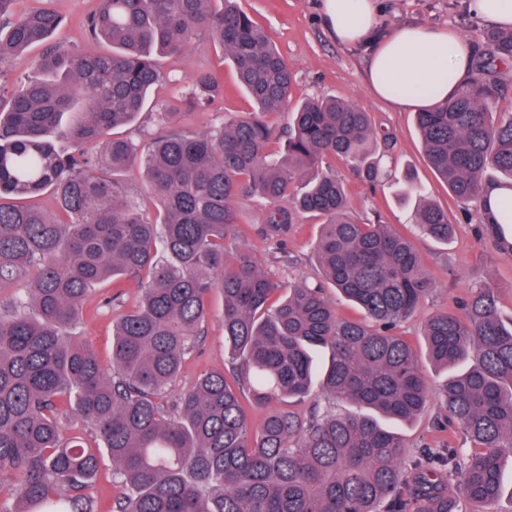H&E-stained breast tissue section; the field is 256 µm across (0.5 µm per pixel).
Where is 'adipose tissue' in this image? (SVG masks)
<instances>
[{"label": "adipose tissue", "mask_w": 512, "mask_h": 512, "mask_svg": "<svg viewBox=\"0 0 512 512\" xmlns=\"http://www.w3.org/2000/svg\"><path fill=\"white\" fill-rule=\"evenodd\" d=\"M323 20L337 42L370 49L365 84L397 109L445 99L472 76L474 45L455 27L379 29L375 0H323Z\"/></svg>", "instance_id": "obj_1"}]
</instances>
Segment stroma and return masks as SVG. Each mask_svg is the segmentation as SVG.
<instances>
[{
  "label": "stroma",
  "mask_w": 512,
  "mask_h": 512,
  "mask_svg": "<svg viewBox=\"0 0 512 512\" xmlns=\"http://www.w3.org/2000/svg\"><path fill=\"white\" fill-rule=\"evenodd\" d=\"M94 0H14L15 13L48 7L63 18L58 36L62 41L84 53L98 51L83 26ZM240 7L257 23L265 27L271 40L294 73L291 99L329 95L353 102L368 112L378 137L388 138L389 147L381 164L390 175L371 184L348 161L333 164L337 178L347 185L356 216L366 222L393 224L403 229L422 256L428 271L437 282L436 290L421 304L416 313L400 329L413 344H421L422 327L432 313L449 308L456 296L467 286L485 282L497 290L498 306L503 319L512 318V256L499 253L494 244L480 238L479 226L473 213L474 204L462 203L451 197L447 185L440 180L427 162L421 145L414 110H397L372 96L365 85L368 56L364 47L345 46L326 29L323 21V0H239ZM379 26L390 30L408 23L433 26L452 25L475 44H483L489 23L473 18L465 0H378ZM219 70L224 77L227 93L220 108L227 115L250 112L252 104L237 87L235 74L209 37L199 36L186 55L169 56L161 61L164 73L178 75L192 67ZM417 184L426 200L442 207L454 229L448 241H438L421 235L416 221L417 203L404 199L401 187L405 180ZM320 227L315 220L305 218L294 227L288 250L292 265L272 262L273 247L245 227V240L256 257L283 282L317 278L316 261L312 255ZM111 287L93 292L87 310L75 328L76 339L88 343L98 354L104 369H111L112 319L111 308L102 300L110 295ZM209 316L193 350L185 357L176 383L167 397L175 399L187 390L202 372L224 367V300L220 293L208 298ZM439 412L437 402L413 421L403 424L399 433L405 445L416 448L430 445L441 448L462 444L460 434L435 427Z\"/></svg>",
  "instance_id": "1"
}]
</instances>
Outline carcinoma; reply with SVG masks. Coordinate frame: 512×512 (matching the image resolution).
I'll use <instances>...</instances> for the list:
<instances>
[{
    "mask_svg": "<svg viewBox=\"0 0 512 512\" xmlns=\"http://www.w3.org/2000/svg\"><path fill=\"white\" fill-rule=\"evenodd\" d=\"M0 0V483L14 512H99L87 496L104 458L122 487L111 512H502L512 486V323L496 290L471 287L452 309L430 315L422 336L441 384L437 426L465 445L409 454L393 422L416 418L430 398L413 344L398 334L435 289L411 241L392 224L353 214L344 184L326 160L384 176L368 113L336 97L290 104L293 74L265 30L237 0H97L87 36L107 46L78 54L48 42L60 27L51 9L16 15ZM204 34L252 101L246 117L219 114L196 132L186 116L224 98L217 71L193 69L177 106L159 105L146 141L117 132L133 124L152 87L167 79L157 57L185 54ZM35 69L54 76L18 89L5 68L39 44ZM512 64V30L487 33L471 81L416 113L424 154L458 200L480 198L489 170L512 188V113L495 116V63ZM288 113L285 137L269 117ZM61 132L73 150L58 153ZM156 202L141 207L138 181ZM52 191L55 209L22 203ZM286 253L294 224L319 219L313 253L320 277L288 286L272 279L249 247L225 241L254 219ZM497 250L512 255V222L476 213ZM419 231L448 240V213L428 201ZM133 279L138 300L119 288ZM118 292L112 373L73 328L97 286ZM332 285L364 314L338 315ZM224 298L228 373L208 371L174 402L166 394L202 333L208 296ZM330 352L313 387V354ZM264 411L253 424L242 398ZM313 401L305 413L290 408ZM342 403L324 411L321 401ZM94 436L67 438L76 420Z\"/></svg>",
    "mask_w": 512,
    "mask_h": 512,
    "instance_id": "obj_1",
    "label": "carcinoma"
}]
</instances>
